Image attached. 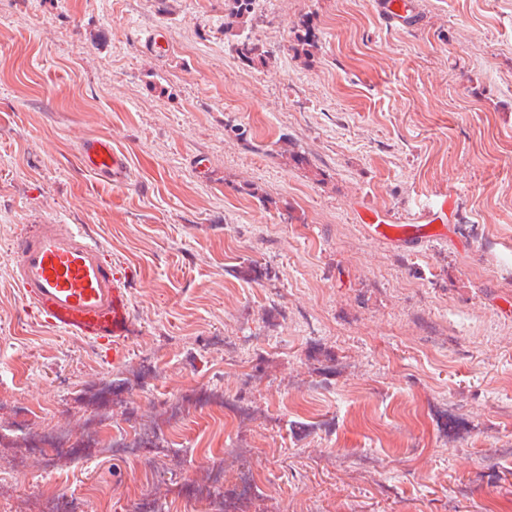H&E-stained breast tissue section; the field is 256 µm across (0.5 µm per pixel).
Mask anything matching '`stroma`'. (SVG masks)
<instances>
[{
  "label": "stroma",
  "mask_w": 512,
  "mask_h": 512,
  "mask_svg": "<svg viewBox=\"0 0 512 512\" xmlns=\"http://www.w3.org/2000/svg\"><path fill=\"white\" fill-rule=\"evenodd\" d=\"M415 3L392 27L376 0H257L247 66L227 0H0V413L78 431L77 390L145 359L148 422L256 378L252 421L191 412L159 462L0 450V512H512V0ZM98 134L125 183L81 166ZM444 193L458 220L415 253L357 218ZM29 224L88 225L129 277L122 358L30 313Z\"/></svg>",
  "instance_id": "obj_1"
}]
</instances>
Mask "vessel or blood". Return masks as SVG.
Here are the masks:
<instances>
[{"mask_svg": "<svg viewBox=\"0 0 512 512\" xmlns=\"http://www.w3.org/2000/svg\"><path fill=\"white\" fill-rule=\"evenodd\" d=\"M377 8L386 23L402 24L413 3L377 0ZM77 154L83 167L101 179L125 181L127 159L110 136L83 138ZM455 212V203L442 196L403 218L366 207L360 218L375 239L416 250L447 239L443 219ZM13 277L27 306L59 333L115 346L134 333L127 279L113 272L85 225H29L14 246Z\"/></svg>", "mask_w": 512, "mask_h": 512, "instance_id": "vessel-or-blood-1", "label": "vessel or blood"}]
</instances>
